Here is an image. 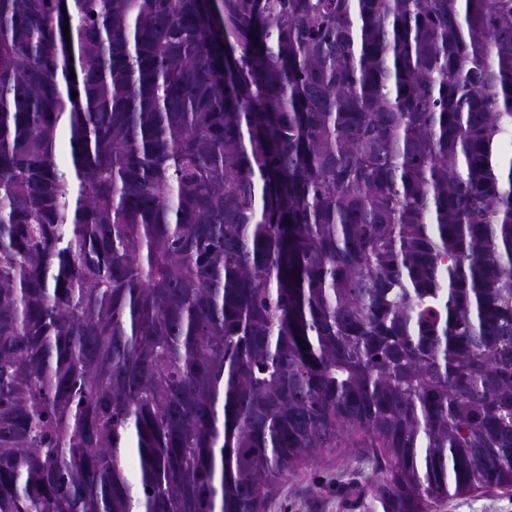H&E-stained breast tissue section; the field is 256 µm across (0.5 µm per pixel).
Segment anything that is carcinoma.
I'll return each instance as SVG.
<instances>
[{
	"label": "carcinoma",
	"instance_id": "obj_1",
	"mask_svg": "<svg viewBox=\"0 0 512 512\" xmlns=\"http://www.w3.org/2000/svg\"><path fill=\"white\" fill-rule=\"evenodd\" d=\"M510 136L512 0H0V512L512 488ZM370 467L336 452L323 454L268 498L265 512H382L371 500L356 496L372 479Z\"/></svg>",
	"mask_w": 512,
	"mask_h": 512
}]
</instances>
